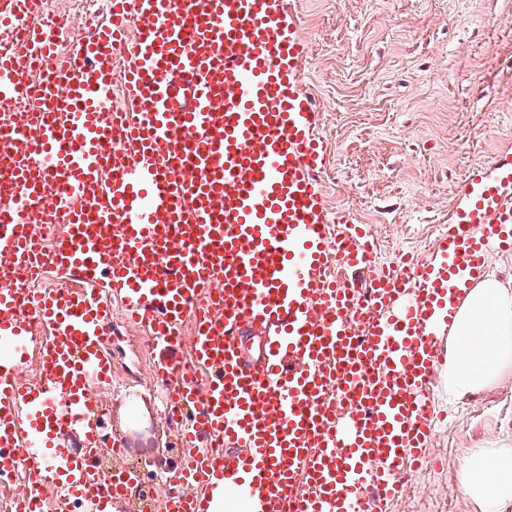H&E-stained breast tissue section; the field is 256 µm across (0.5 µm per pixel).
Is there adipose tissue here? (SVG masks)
Wrapping results in <instances>:
<instances>
[{"label": "adipose tissue", "instance_id": "obj_1", "mask_svg": "<svg viewBox=\"0 0 512 512\" xmlns=\"http://www.w3.org/2000/svg\"><path fill=\"white\" fill-rule=\"evenodd\" d=\"M512 372V290L480 277L461 297L448 330L442 375L449 401L476 394ZM476 512H512V448H481L459 471Z\"/></svg>", "mask_w": 512, "mask_h": 512}]
</instances>
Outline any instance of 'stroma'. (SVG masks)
Masks as SVG:
<instances>
[{
  "instance_id": "obj_1",
  "label": "stroma",
  "mask_w": 512,
  "mask_h": 512,
  "mask_svg": "<svg viewBox=\"0 0 512 512\" xmlns=\"http://www.w3.org/2000/svg\"><path fill=\"white\" fill-rule=\"evenodd\" d=\"M84 0H47L62 51L109 17ZM309 45L304 81L320 106L326 165L319 177L331 216L367 225L376 267L427 258L476 163L512 153V0H295ZM112 368L124 385L98 394L109 438L152 458L177 432L143 333L112 314ZM442 419L418 470L382 512H474L457 472L477 448H512V374L458 404L442 378L430 388ZM145 426L131 428L129 403Z\"/></svg>"
}]
</instances>
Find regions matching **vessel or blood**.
Returning a JSON list of instances; mask_svg holds the SVG:
<instances>
[{"label": "vessel or blood", "mask_w": 512, "mask_h": 512, "mask_svg": "<svg viewBox=\"0 0 512 512\" xmlns=\"http://www.w3.org/2000/svg\"><path fill=\"white\" fill-rule=\"evenodd\" d=\"M42 4L0 0V97L17 114L0 117V484L17 512H47L56 488L59 512H113L139 479L97 473L116 304L159 352L179 434L161 512H226L231 493L246 512H379L421 461L457 298L512 248V158L469 170L431 261L358 295L331 269L375 255L364 225L333 234L289 0H110L62 62ZM140 16L118 110L110 63ZM58 217L40 244L36 224ZM44 256L79 287L18 288Z\"/></svg>", "instance_id": "b4317fda"}]
</instances>
